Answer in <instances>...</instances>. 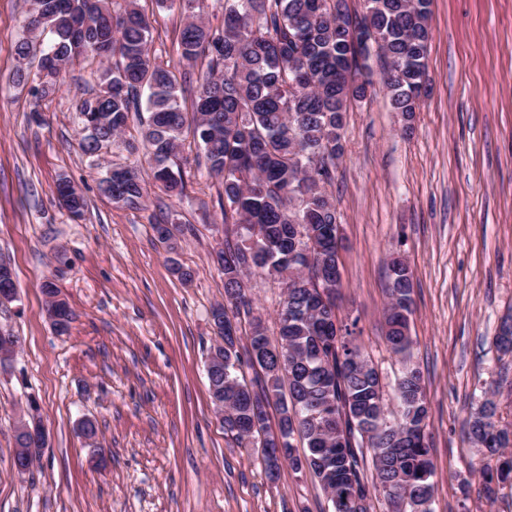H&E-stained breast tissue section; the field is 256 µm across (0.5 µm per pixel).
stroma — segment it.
I'll return each mask as SVG.
<instances>
[{
  "label": "stroma",
  "instance_id": "1",
  "mask_svg": "<svg viewBox=\"0 0 512 512\" xmlns=\"http://www.w3.org/2000/svg\"><path fill=\"white\" fill-rule=\"evenodd\" d=\"M152 52L173 60L179 5L140 0ZM25 0H0V254L14 301L0 332L17 336L0 365V512H329L308 472L283 467L269 482L254 449L214 414L206 360L224 300L216 253L224 245L218 185L167 196L145 180L148 208H114L83 154L75 107L96 86L95 58L71 66L54 94L14 86ZM427 65L432 88L412 123L392 112L381 80L347 113L345 153L331 192L345 238L340 315L393 398L400 364L385 345L388 264L413 272L410 328L430 404L434 512H512V489L468 493L477 477L465 422L482 384L507 378L512 357L492 339L512 310V0H432ZM66 175L87 201L72 219L55 196ZM192 225L177 250L152 228L158 211ZM192 268L181 282L173 263ZM54 279L73 312L69 334L47 319L41 285ZM254 309L278 333L283 288L250 282ZM36 402L47 430L40 459L14 467L13 428ZM93 419L106 467L78 433Z\"/></svg>",
  "mask_w": 512,
  "mask_h": 512
}]
</instances>
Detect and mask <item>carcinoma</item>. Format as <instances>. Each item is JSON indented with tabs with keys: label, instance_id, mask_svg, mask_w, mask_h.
<instances>
[{
	"label": "carcinoma",
	"instance_id": "cac0c4a2",
	"mask_svg": "<svg viewBox=\"0 0 512 512\" xmlns=\"http://www.w3.org/2000/svg\"><path fill=\"white\" fill-rule=\"evenodd\" d=\"M25 27L15 53L24 57L41 42L55 71L37 83L46 98L68 67L104 55L99 91L83 99L76 114L89 158L100 145L122 138L139 117L153 178L167 192H183L186 177L222 187L229 209L224 223L236 226L237 242L219 261L225 303L211 309L224 325L241 323L252 309L248 279L270 277L284 286L279 336L273 342L257 318L249 331L222 333L210 348L207 373L213 404L224 405V431L241 445L275 448L264 407L276 397L277 431L284 460L306 470L332 504V512H370L372 492L397 490L389 512H433V464L426 428L429 406L422 372L412 359V273L392 258L385 340L402 368L395 380L396 416L388 415L378 370L357 344L356 324L336 306L337 212L328 191L343 154L346 112L372 84L371 56L381 72L392 110L413 119L428 88L427 56L432 33L431 0H224L223 23L214 27L192 9L178 37L179 60L199 67L192 103L193 138L205 170L187 174L177 163L185 126L183 105L170 64L151 54V24L138 0H25ZM118 8L110 7V4ZM60 203L79 219L86 199L62 176ZM112 206L146 209L138 170L115 172L112 185L98 180ZM260 226L252 239L247 225ZM157 239L172 246L189 227L169 220L153 224ZM498 352L512 354V318L495 336ZM259 366L264 379L246 382L244 367ZM498 403L485 398L467 422L481 452L478 469L487 496L512 486V429L496 420ZM305 444L297 454L291 440ZM372 452L375 482L364 472Z\"/></svg>",
	"mask_w": 512,
	"mask_h": 512
}]
</instances>
